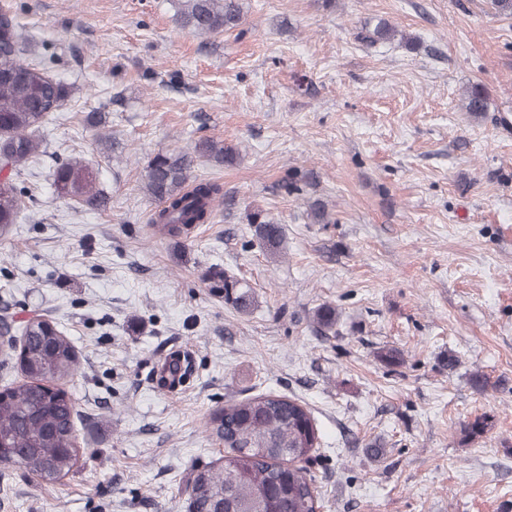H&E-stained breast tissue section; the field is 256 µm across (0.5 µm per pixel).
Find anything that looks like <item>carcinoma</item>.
Wrapping results in <instances>:
<instances>
[{"mask_svg":"<svg viewBox=\"0 0 512 512\" xmlns=\"http://www.w3.org/2000/svg\"><path fill=\"white\" fill-rule=\"evenodd\" d=\"M244 0H179L180 27L200 36H214L240 27ZM396 36V27L380 19L358 34L374 45ZM25 40L8 13H0V231L17 223L23 206L24 187L16 183L21 167L38 152L35 129L52 118L66 102V84L49 74L41 61H27ZM488 95L477 83L466 89L461 101L466 112L488 111ZM194 153L222 163L229 151L224 144L203 140ZM193 157L188 153H158L146 167V190L158 202L150 223L159 234L186 237L198 224L212 219L215 204L224 198L220 183L196 179L190 191ZM51 187L60 198L76 199L95 208L102 197L94 172L79 160L55 163ZM249 224L270 250L279 248L282 226L263 211L250 210ZM210 288L230 295L242 292L234 302L249 300L246 284L219 267L204 273ZM317 323L336 326V309L325 305L315 311ZM20 349L19 365L25 382L0 391V448L3 464L16 465L47 482L67 476L78 464L81 451L75 434L77 409L64 389L55 385L77 367L71 342L56 324L37 317L21 330V344H9L4 360ZM213 436L230 449L224 465L203 469L188 486L189 512H317L321 508L314 480L305 463L319 445L311 412L297 400L276 394H259L224 405L210 420Z\"/></svg>","mask_w":512,"mask_h":512,"instance_id":"carcinoma-1","label":"carcinoma"}]
</instances>
